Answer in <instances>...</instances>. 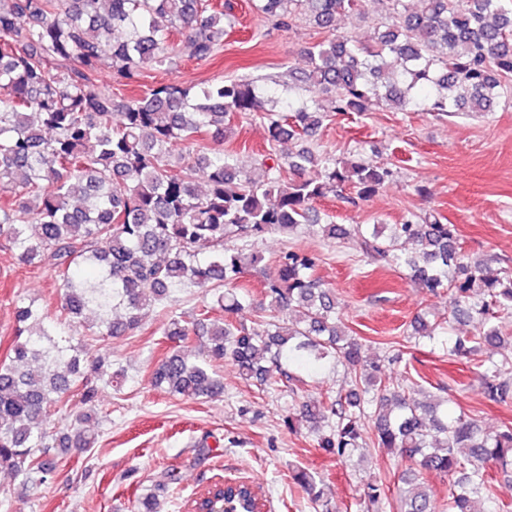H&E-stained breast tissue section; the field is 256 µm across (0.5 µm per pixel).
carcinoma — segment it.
I'll use <instances>...</instances> for the list:
<instances>
[{
  "instance_id": "1",
  "label": "carcinoma",
  "mask_w": 512,
  "mask_h": 512,
  "mask_svg": "<svg viewBox=\"0 0 512 512\" xmlns=\"http://www.w3.org/2000/svg\"><path fill=\"white\" fill-rule=\"evenodd\" d=\"M366 0H251L252 10L291 29L307 17L331 38L302 49L307 68L294 80L321 90V98L283 96L252 81L222 80L199 89L175 83L129 98L93 88L109 58L131 80L147 66L180 54L179 34L197 61L223 46L236 26L231 11L207 0H0V235L20 262L51 266L59 278L61 307L71 322L96 314L88 329L105 336L133 334L147 312L171 301L179 288H203L210 304L192 323L170 319L173 342L153 372L156 385L192 400H217L224 381L216 364L230 359L241 377L263 385L275 366L292 371L332 360L351 373L347 388L303 404L300 421L321 432L320 447L350 461L364 433L409 462L397 487L398 512H436L430 493L415 487L422 472L450 477L448 512H497L492 467H512V429L485 431L478 419L438 410L414 388L392 389L367 361L365 345L338 318L336 296L314 276L316 259L288 251L266 278L272 312L297 313L288 323L237 315L251 308L246 268L264 260L230 247L304 224L323 235H358L365 254L406 266L419 285L448 292V319L472 320L470 336L448 339V355L465 356L481 374L486 397L512 398L498 362L512 360V330L500 314L512 309V272L485 275V265L462 251L454 225L432 214H410L399 224H338L313 203L346 188L355 205L389 185L396 170L362 157L338 160L308 148L282 156L277 146L316 134L331 112H365L372 105L398 111L491 112L512 97V7L507 0H386V22L362 42L336 33V18L361 12ZM29 21L28 27L19 19ZM119 32L122 38L114 39ZM261 112L267 121L264 175L241 172L224 150L235 117ZM292 174L283 187L281 170ZM206 190H198L197 175ZM400 242L414 251L396 253ZM218 311L225 317L213 320ZM18 329L0 360V468L20 478L32 496L50 484L52 448L88 450L97 382L122 387L125 373L103 355L84 356L72 335L45 311L23 302ZM208 336L202 358L183 349L197 330ZM441 323L418 320L414 333L430 339ZM82 408L71 410L73 397ZM375 407L374 414L367 408ZM66 413L69 424L48 427ZM457 448L469 449L460 459ZM293 480L315 502L322 481L306 470ZM383 483L364 484L363 503L381 512Z\"/></svg>"
}]
</instances>
